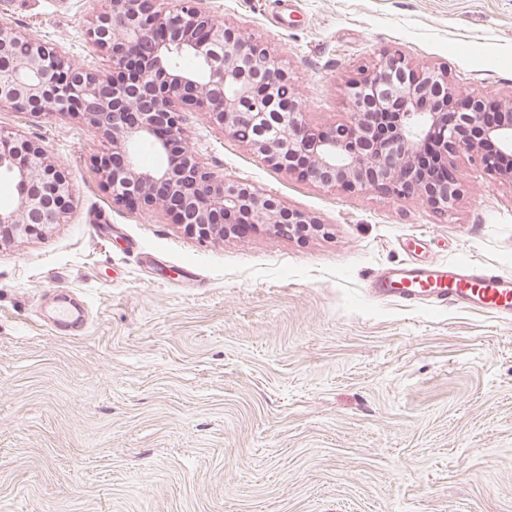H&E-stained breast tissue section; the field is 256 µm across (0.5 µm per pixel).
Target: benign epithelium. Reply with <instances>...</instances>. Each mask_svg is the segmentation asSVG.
I'll return each mask as SVG.
<instances>
[{"instance_id":"7a95c632","label":"benign epithelium","mask_w":512,"mask_h":512,"mask_svg":"<svg viewBox=\"0 0 512 512\" xmlns=\"http://www.w3.org/2000/svg\"><path fill=\"white\" fill-rule=\"evenodd\" d=\"M112 72L79 67L47 42L0 25V109L82 118L106 144L97 168L112 200L150 204L172 214L184 232L216 240L269 229L290 237L321 231L309 215L261 195L248 184L204 170L183 142V113L206 112L276 169L345 191L419 197L441 214L461 194L451 157L461 150L512 182V169L482 149L494 139L512 153V95L463 96L445 68H419L399 50L360 69L346 84L351 117L329 127L304 118L288 72L268 47L234 25L183 0L172 11L156 0H109L86 29ZM26 43L19 55L15 47ZM284 102L280 112L262 106ZM497 115L489 126L485 117ZM144 144L163 159L146 166ZM0 168L18 187L0 209V246L61 223L73 191L61 167L28 139L0 133Z\"/></svg>"}]
</instances>
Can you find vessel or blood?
<instances>
[{"mask_svg": "<svg viewBox=\"0 0 512 512\" xmlns=\"http://www.w3.org/2000/svg\"><path fill=\"white\" fill-rule=\"evenodd\" d=\"M377 296L404 306L425 302L512 317V276L475 262L405 264L385 271L374 285Z\"/></svg>", "mask_w": 512, "mask_h": 512, "instance_id": "1", "label": "vessel or blood"}]
</instances>
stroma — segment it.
Wrapping results in <instances>:
<instances>
[{"label":"stroma","instance_id":"1","mask_svg":"<svg viewBox=\"0 0 512 512\" xmlns=\"http://www.w3.org/2000/svg\"><path fill=\"white\" fill-rule=\"evenodd\" d=\"M104 0H0V24L97 71ZM265 43L306 117H347V81L389 49L458 93H512V0H205ZM73 207L0 246V512H512V320L373 297L389 267L472 259L512 274V184L466 152L448 215L264 163L201 112L208 171L322 231L223 241L113 203L71 115L0 109Z\"/></svg>","mask_w":512,"mask_h":512}]
</instances>
